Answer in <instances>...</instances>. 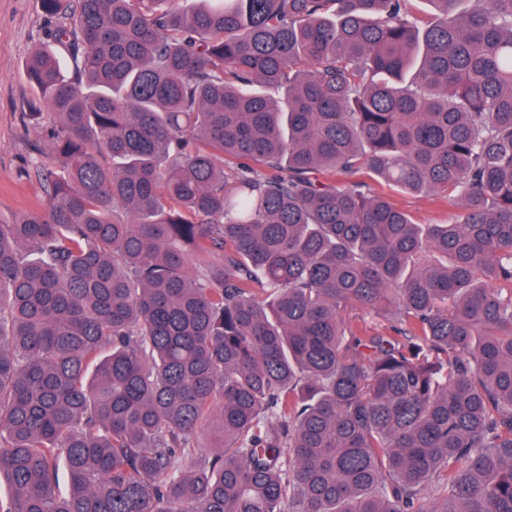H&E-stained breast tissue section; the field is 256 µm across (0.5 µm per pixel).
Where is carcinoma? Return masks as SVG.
Here are the masks:
<instances>
[{"mask_svg": "<svg viewBox=\"0 0 512 512\" xmlns=\"http://www.w3.org/2000/svg\"><path fill=\"white\" fill-rule=\"evenodd\" d=\"M199 2L40 0L0 512H512V0ZM399 206L406 210L420 224H446L460 209L448 201L436 200L423 194L392 193Z\"/></svg>", "mask_w": 512, "mask_h": 512, "instance_id": "cac0c4a2", "label": "carcinoma"}]
</instances>
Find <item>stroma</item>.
Listing matches in <instances>:
<instances>
[{
    "label": "stroma",
    "mask_w": 512,
    "mask_h": 512,
    "mask_svg": "<svg viewBox=\"0 0 512 512\" xmlns=\"http://www.w3.org/2000/svg\"><path fill=\"white\" fill-rule=\"evenodd\" d=\"M50 30L39 0H0V217L5 219L46 205L35 172L46 127L29 118L36 92L24 70L31 50L48 42ZM393 198L421 224H444L458 212L428 195L397 192Z\"/></svg>",
    "instance_id": "stroma-1"
}]
</instances>
